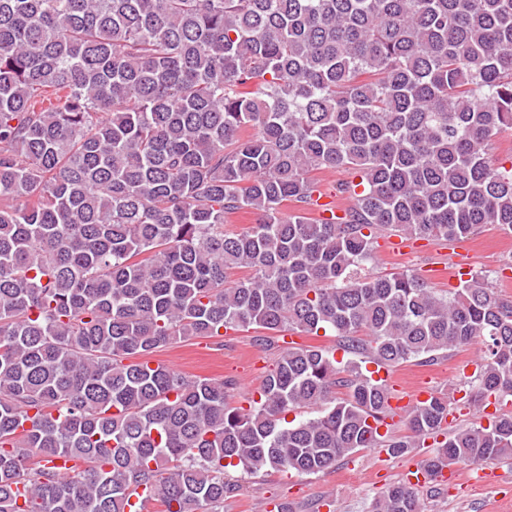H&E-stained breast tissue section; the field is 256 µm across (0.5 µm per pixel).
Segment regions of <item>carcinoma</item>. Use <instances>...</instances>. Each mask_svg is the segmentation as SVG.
<instances>
[{
	"instance_id": "carcinoma-1",
	"label": "carcinoma",
	"mask_w": 512,
	"mask_h": 512,
	"mask_svg": "<svg viewBox=\"0 0 512 512\" xmlns=\"http://www.w3.org/2000/svg\"><path fill=\"white\" fill-rule=\"evenodd\" d=\"M508 129L512 0H0V512H126L140 489L224 512L230 468L311 475L428 439V477L512 457V300L476 275L448 295L361 274L387 230L512 232L490 152ZM323 170L350 175L348 205L313 219ZM249 329L332 330L349 359L289 346L247 409L153 364ZM475 341L488 425L448 432L435 392L393 433L362 364ZM370 512L424 508L407 481Z\"/></svg>"
}]
</instances>
